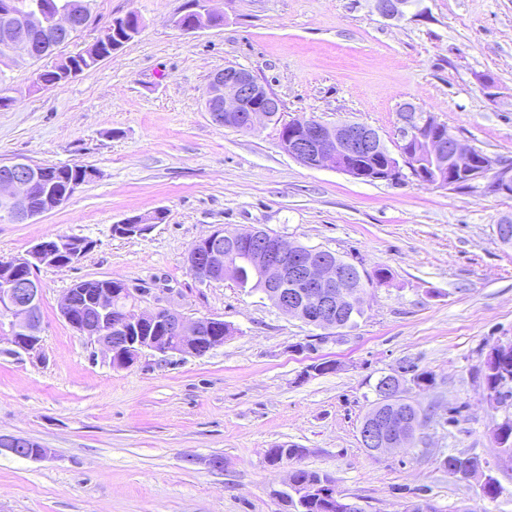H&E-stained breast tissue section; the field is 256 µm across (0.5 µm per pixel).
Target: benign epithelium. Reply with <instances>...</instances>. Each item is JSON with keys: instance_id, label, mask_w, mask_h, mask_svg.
<instances>
[{"instance_id": "obj_1", "label": "benign epithelium", "mask_w": 512, "mask_h": 512, "mask_svg": "<svg viewBox=\"0 0 512 512\" xmlns=\"http://www.w3.org/2000/svg\"><path fill=\"white\" fill-rule=\"evenodd\" d=\"M402 0H376L378 13L386 19L404 16ZM91 12L76 9L66 0H32L21 9L16 0H0V26L5 50L30 60H40L70 43L89 24ZM224 15L204 0L200 16L180 26L190 33L220 26ZM206 111L227 128L251 129L270 121L280 111V100L252 71L227 65L215 72L207 89ZM406 124L405 143L400 157L387 151L375 129L352 122L330 124L310 119L291 124L284 130V152L304 167L331 168L355 179H366L367 171L347 165V159L383 153L371 179L398 182L403 168L419 181L450 190L463 176L483 194H512V163L480 149L468 147L448 126L429 113L417 112L406 104L401 108ZM7 173L0 178V220L25 224L65 204L80 183L66 181L56 187L47 170L28 160L4 164ZM152 225L138 217L112 225L119 237L141 236ZM94 242L57 237L35 244L28 257L12 260L0 269V317L9 318L10 335L0 336L16 354H31L42 345V287L35 275L40 266L59 268L79 263ZM247 264L263 282L268 299L280 311L309 322L322 330H335L348 309L362 302L369 287L366 273L344 266L336 255L315 247H301L263 229L227 232L220 227L197 241L187 256V266L195 278L220 283L238 276ZM125 296L134 302L133 289L121 280L98 288H87L64 295L59 313L79 335L99 344L124 367L134 364L146 351L167 354L172 351L169 337H176L179 354L203 357L224 344V320L203 316L189 319L170 308L135 313L118 304ZM512 354V336L499 341L486 355L483 370L489 371ZM380 399L394 403L402 389L396 373L382 375ZM418 429V419L393 407L375 410L360 423L361 444L373 454L405 446ZM49 453L33 440L0 434V454L37 461ZM293 469L288 486L299 489L310 499L322 498L328 512H360L339 494L322 489L319 483L297 484Z\"/></svg>"}]
</instances>
